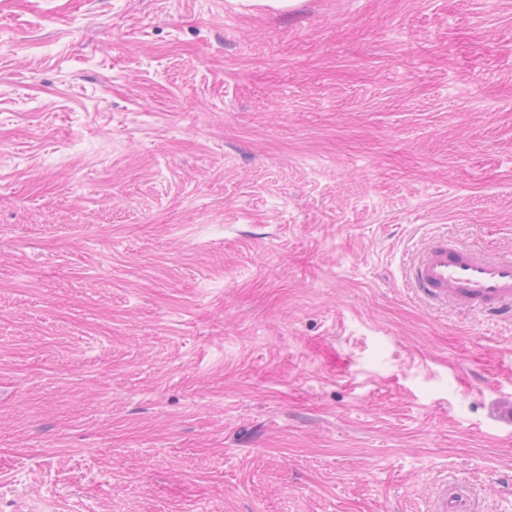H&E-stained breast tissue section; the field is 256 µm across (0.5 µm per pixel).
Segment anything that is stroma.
I'll return each instance as SVG.
<instances>
[{"label": "stroma", "mask_w": 512, "mask_h": 512, "mask_svg": "<svg viewBox=\"0 0 512 512\" xmlns=\"http://www.w3.org/2000/svg\"><path fill=\"white\" fill-rule=\"evenodd\" d=\"M512 0H0V512H512ZM406 286L434 307L480 311L512 321V247L489 251L447 233L422 236L405 268ZM479 507L467 488L446 484L431 501L429 512H479Z\"/></svg>", "instance_id": "obj_1"}]
</instances>
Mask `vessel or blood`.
Wrapping results in <instances>:
<instances>
[{
  "label": "vessel or blood",
  "mask_w": 512,
  "mask_h": 512,
  "mask_svg": "<svg viewBox=\"0 0 512 512\" xmlns=\"http://www.w3.org/2000/svg\"><path fill=\"white\" fill-rule=\"evenodd\" d=\"M406 286L434 307L480 311L512 321V247L489 251L445 233L422 236L405 268ZM429 512H480L469 490L444 485Z\"/></svg>",
  "instance_id": "vessel-or-blood-1"
}]
</instances>
